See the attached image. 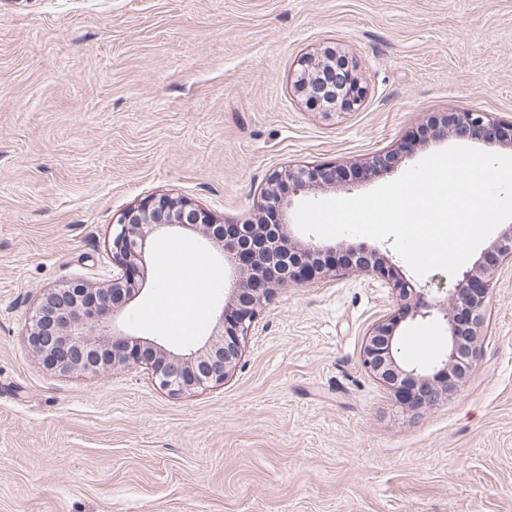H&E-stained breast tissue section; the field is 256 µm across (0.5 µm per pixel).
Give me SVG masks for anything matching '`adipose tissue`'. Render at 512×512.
Segmentation results:
<instances>
[{
  "instance_id": "1",
  "label": "adipose tissue",
  "mask_w": 512,
  "mask_h": 512,
  "mask_svg": "<svg viewBox=\"0 0 512 512\" xmlns=\"http://www.w3.org/2000/svg\"><path fill=\"white\" fill-rule=\"evenodd\" d=\"M211 281V270L206 264H198L191 278H184L182 272L181 251H171L164 266L163 286L165 294L162 298L168 307L181 310L179 320L162 317V325L171 333L182 335L195 324L204 307V291Z\"/></svg>"
}]
</instances>
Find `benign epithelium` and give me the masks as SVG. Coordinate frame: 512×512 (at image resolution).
I'll return each instance as SVG.
<instances>
[{
  "mask_svg": "<svg viewBox=\"0 0 512 512\" xmlns=\"http://www.w3.org/2000/svg\"><path fill=\"white\" fill-rule=\"evenodd\" d=\"M294 87L307 104L316 101L326 113L351 111L362 101L361 86L353 60L327 58L304 63L295 75ZM470 138L489 146L512 149V121L504 122L487 112H455L450 125L434 129L433 138ZM336 182V167L307 166L271 175L260 193L259 209L271 211L277 222L273 248L296 264L288 274L273 276L264 285L257 280L259 269L267 267L266 250H254L252 266L243 265L239 253L258 233V225H237L239 237L228 239L205 209L189 200L169 194L151 196L120 214L112 225L110 251L112 281L105 286L83 283L47 288L42 293L28 329L34 354L51 370L61 374L97 373L131 364H145L160 389L180 397L220 384L242 357V343L255 325L259 309L280 288L303 285L313 280L305 272L313 257L336 251L330 240H300L291 232L292 213L298 198L315 193ZM182 228H194L217 251L224 268L232 275L237 304L221 309V334L202 343L173 350L155 340L138 336L126 321L130 304L143 290L144 271L150 244L160 237H173ZM358 263L346 269L383 279L396 292L398 309L379 321L363 343L365 369L390 386L393 392L407 385L413 399L401 406L418 410L432 405L441 395L456 394L473 373L481 332L487 324L486 298L499 262L512 260V226L493 245L486 258L476 260L462 271L455 288L442 299L394 274L380 255L365 246H350ZM435 320L446 333L445 345L431 363L403 366L397 359L396 332L400 319Z\"/></svg>",
  "mask_w": 512,
  "mask_h": 512,
  "instance_id": "obj_1",
  "label": "benign epithelium"
}]
</instances>
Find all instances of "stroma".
Listing matches in <instances>:
<instances>
[{
  "instance_id": "35a3bbf8",
  "label": "stroma",
  "mask_w": 512,
  "mask_h": 512,
  "mask_svg": "<svg viewBox=\"0 0 512 512\" xmlns=\"http://www.w3.org/2000/svg\"><path fill=\"white\" fill-rule=\"evenodd\" d=\"M328 49L358 66L354 110L292 85ZM466 110L512 120V0H0V512H512L510 262L472 376L418 414L361 360L396 297L347 270L274 293L234 373L187 397L143 364L59 375L26 336L44 288L111 280V226L144 198L256 222L272 172L323 164L355 172L323 198L353 197L441 150L421 129ZM375 247L430 295L457 282ZM173 249L215 281L186 337L145 318ZM152 250L131 328L206 339L233 298L221 258L192 230ZM398 336L402 363H427L444 329Z\"/></svg>"
}]
</instances>
